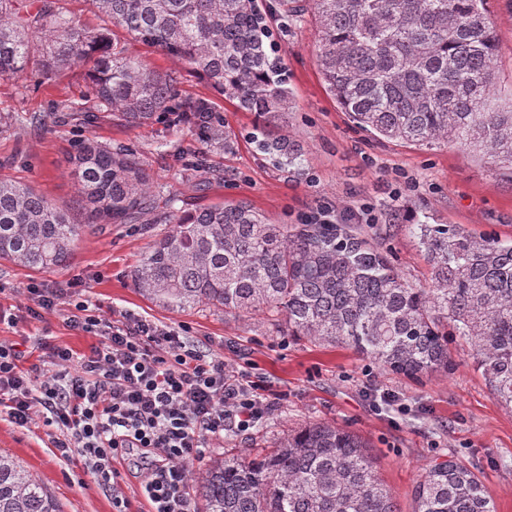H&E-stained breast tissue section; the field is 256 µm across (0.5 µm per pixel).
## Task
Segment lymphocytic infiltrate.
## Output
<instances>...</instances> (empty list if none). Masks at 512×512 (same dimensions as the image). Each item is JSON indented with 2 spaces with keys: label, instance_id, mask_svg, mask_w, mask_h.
Instances as JSON below:
<instances>
[{
  "label": "lymphocytic infiltrate",
  "instance_id": "lymphocytic-infiltrate-1",
  "mask_svg": "<svg viewBox=\"0 0 512 512\" xmlns=\"http://www.w3.org/2000/svg\"><path fill=\"white\" fill-rule=\"evenodd\" d=\"M44 310L94 337L89 352L47 347L25 370L16 344L0 341V408L11 422L48 427L63 459L112 493V512H192L191 465L210 440L248 431L276 409L247 373L190 342L175 327L131 311L108 320L62 288H34ZM138 450L135 483L118 465Z\"/></svg>",
  "mask_w": 512,
  "mask_h": 512
}]
</instances>
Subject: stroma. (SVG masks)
<instances>
[{
	"label": "stroma",
	"instance_id": "35a3bbf8",
	"mask_svg": "<svg viewBox=\"0 0 512 512\" xmlns=\"http://www.w3.org/2000/svg\"><path fill=\"white\" fill-rule=\"evenodd\" d=\"M498 35L497 64L512 77V0H491ZM293 94L290 112L277 131L303 146L299 175L284 172L256 152L245 135L254 115L219 94H210L227 130L238 135L234 152L214 150L211 164L221 179L202 180L173 164L170 155L193 144L188 128L157 121L140 128L113 124L96 111L81 71L47 80L34 74L0 78V178L30 184L58 206L74 207L76 190L66 172L74 141L137 150L149 168L158 201L171 198L181 211L222 200H245L270 221L299 224L317 208L363 228L371 244L392 256L410 281L424 283L428 265L410 223L461 224L472 233L512 241V171L488 169L476 153L456 147L424 148L377 140L355 129L327 93L317 59L319 28L313 15L284 25L269 22ZM129 55L177 77L180 96L203 94L205 84L189 77L176 59L127 39ZM208 93V92H207ZM45 123L34 128L31 119ZM147 212L138 224H109L85 231L66 266L31 270L0 261V307L16 315L0 324V340L27 351L38 363V343L87 352L92 336L72 330L59 312H30L27 287L63 288L80 281L90 308L103 318L130 310L186 330L189 340L211 347L226 363L244 369L277 399L260 427L225 434L211 455L252 457L267 452L288 431L328 422L364 437L400 512H415L416 487L432 462L456 461L473 470L496 512H512V410L498 400L477 370L470 345L453 341V367L419 380L381 370L344 347L321 346L276 333L259 316L238 317L209 309L173 312L143 297L130 271L155 236L170 227ZM395 392L399 404L374 410L376 397ZM0 451L13 456L55 499L60 512H112L109 490L98 486L79 462L59 459L44 431L22 428L0 416Z\"/></svg>",
	"mask_w": 512,
	"mask_h": 512
}]
</instances>
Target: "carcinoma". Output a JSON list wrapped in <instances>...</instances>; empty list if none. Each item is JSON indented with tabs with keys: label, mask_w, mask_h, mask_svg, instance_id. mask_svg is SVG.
<instances>
[{
	"label": "carcinoma",
	"mask_w": 512,
	"mask_h": 512,
	"mask_svg": "<svg viewBox=\"0 0 512 512\" xmlns=\"http://www.w3.org/2000/svg\"><path fill=\"white\" fill-rule=\"evenodd\" d=\"M131 39L179 59L237 108L276 167L301 174L305 153L274 129L290 110L284 63L269 53L268 17L319 23L327 92L365 131L415 146L451 144L512 168V100L498 91L489 0H89ZM82 70L98 111L125 127L166 119L197 146L182 167L220 178L211 149L236 137L206 97H177L175 79L131 56L108 27L81 25L60 0H0V78ZM68 174L87 222L31 187L0 181V259L33 270L65 265L84 228L132 224L154 204L148 167L129 146L80 140ZM130 272L134 288L172 311L262 314L286 336L348 346L382 370L446 372L448 344L468 342L482 375L512 409V243L458 224H413L429 267L417 286L348 224H272L241 200L176 211ZM203 512H399L366 443L309 423L269 453L210 460L194 478ZM416 512H495L478 478L452 460L430 465ZM0 512H60L46 489L0 453Z\"/></svg>",
	"instance_id": "obj_1"
}]
</instances>
